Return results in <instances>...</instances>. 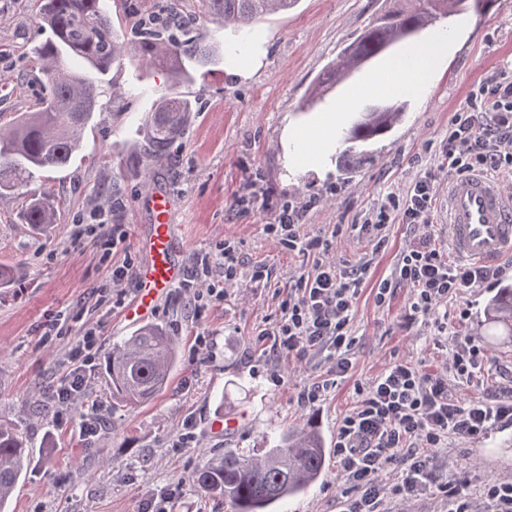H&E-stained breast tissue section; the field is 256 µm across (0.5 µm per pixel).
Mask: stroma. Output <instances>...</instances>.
<instances>
[{
    "instance_id": "obj_1",
    "label": "stroma",
    "mask_w": 512,
    "mask_h": 512,
    "mask_svg": "<svg viewBox=\"0 0 512 512\" xmlns=\"http://www.w3.org/2000/svg\"><path fill=\"white\" fill-rule=\"evenodd\" d=\"M384 2L299 0L288 13L258 22L244 50L197 73L189 88L196 108L185 133L147 177L139 172L141 122L170 83L139 56L124 57L112 71L124 97L96 113L66 168L42 172L32 184L57 202L51 232L37 235L19 222L23 197L0 199V264L17 275L15 287L0 288V421L15 425L31 457L7 512H230L191 481L203 455L260 448L307 423L333 448L338 425L359 399L356 384L401 360L428 373L451 364L456 343L471 335L491 287L503 285L504 277L468 289L449 301L447 311L415 316L409 287L376 301L413 227L389 226L377 252L350 227L387 195L404 196L427 172L437 198L430 231L449 249L448 126L486 72L512 74V0H495L487 12L469 11L426 30L422 45L444 38L448 46L423 87L408 91L405 119L373 145L370 158L341 171L336 149L342 129L364 106L391 97L381 83L405 45L313 109L305 112L301 105L318 74ZM104 7L115 28L128 33L142 19L164 14L166 0H104ZM35 11V0H0V125L38 108L42 89L30 49L47 34L35 30ZM157 189L172 200L184 269H191L196 254L229 239L244 269L263 266L264 276L199 302L192 292L171 288L148 318L178 340L171 384L147 404L124 406L113 401L99 363L113 342L138 327L127 312L145 261L138 240L153 220L145 201ZM284 202L308 205L301 234L331 237L329 257L340 267L372 259L353 308L352 370L308 406L298 396L325 379L326 364L312 354L274 352L261 336L278 319L292 278L311 270L315 260L283 250L266 233ZM102 218L117 228L109 246L89 231ZM118 268L130 278L114 287ZM89 333L95 345L85 391L65 403L52 399L49 389L77 366L76 347ZM486 354L488 374L473 382L453 379L461 403L488 397L512 375L511 343ZM39 387L44 393L38 397ZM221 415L232 417L234 426H216ZM88 418L95 419V432L81 430ZM432 454L440 472L464 479L471 493L489 481H512L510 426L480 440L449 437ZM343 490L332 463L316 485L280 509L339 512Z\"/></svg>"
}]
</instances>
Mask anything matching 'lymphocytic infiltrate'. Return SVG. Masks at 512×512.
<instances>
[{"label":"lymphocytic infiltrate","instance_id":"f902f5d3","mask_svg":"<svg viewBox=\"0 0 512 512\" xmlns=\"http://www.w3.org/2000/svg\"><path fill=\"white\" fill-rule=\"evenodd\" d=\"M445 159L449 172L512 174V78L501 72L488 74L470 92L466 108L456 112L448 128ZM430 179L416 181L406 195H387L364 224L359 235L383 244L390 224L418 228L402 250L391 278L380 282L379 296L393 283L413 290L410 308L434 313L463 289L493 277L490 267L466 261L452 262L433 242L428 228L435 206ZM305 208L284 204L267 231L283 250L309 254L329 252L331 240L301 235ZM220 270L225 284L243 277L235 242L225 241L216 254L200 258L183 282L196 298L209 290L208 275ZM367 263L350 269L335 262L320 263L313 272L294 279L280 317L270 330L274 349L299 356H321L331 374L341 376L351 367L357 339L352 334V308L364 281ZM360 401L343 418L336 433V458L340 475L351 495L342 512H382L388 496L409 502L427 490H437L448 503V512H512V482L491 481L482 488L481 504H473L464 482L443 478L427 455L443 447L449 436L479 440L492 430L512 425V386L501 396L460 403L442 373H425L399 361L358 387ZM398 462L404 470L400 483L388 485L383 472Z\"/></svg>","mask_w":512,"mask_h":512}]
</instances>
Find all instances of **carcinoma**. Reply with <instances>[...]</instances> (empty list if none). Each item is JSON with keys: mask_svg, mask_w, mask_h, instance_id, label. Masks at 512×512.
<instances>
[{"mask_svg": "<svg viewBox=\"0 0 512 512\" xmlns=\"http://www.w3.org/2000/svg\"><path fill=\"white\" fill-rule=\"evenodd\" d=\"M206 12L216 21L247 33L252 24L284 14L299 0H204ZM464 0H394L377 11L368 26L345 46L336 61L317 76L303 102L310 108L357 70L366 57L383 54L386 45L409 43L407 33L420 32L442 18L464 10ZM175 24L144 23L131 38L118 33L102 9V0H37L35 24L51 37L32 47L38 65L43 97L35 112H26L0 126V198L27 187L37 175L68 166L80 147L82 131L102 108L103 76L129 52L148 65L165 70L177 90L156 99L144 119L146 145L143 173L165 160L181 138L193 101L180 91L195 81V73L219 61L218 47L206 42L194 19L183 14L179 0L169 6ZM407 110L402 95L369 104L344 129V148L336 156L347 169L370 156L367 146L391 134ZM23 224L42 234L56 224L55 201L46 194H31L20 213ZM502 328L512 337V285L497 288L487 299L476 331L485 335ZM177 339L166 329L147 324L115 341L107 352L104 373L112 400L140 405L166 389L178 362ZM31 459L25 440L8 422H0V510L9 500ZM326 469L322 437L307 425L282 434L264 451L237 448L220 458L205 457L192 474L193 484L206 494L222 497L231 512H269L280 501L304 493Z\"/></svg>", "mask_w": 512, "mask_h": 512, "instance_id": "cac0c4a2", "label": "carcinoma"}]
</instances>
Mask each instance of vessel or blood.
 <instances>
[{
    "instance_id": "b4317fda",
    "label": "vessel or blood",
    "mask_w": 512,
    "mask_h": 512,
    "mask_svg": "<svg viewBox=\"0 0 512 512\" xmlns=\"http://www.w3.org/2000/svg\"><path fill=\"white\" fill-rule=\"evenodd\" d=\"M153 222L142 242L148 260L138 277L136 300L128 316H146L183 276L182 247L171 224L166 192L153 193ZM448 235L455 253L486 264L512 256V194L488 177L471 173L448 181Z\"/></svg>"
}]
</instances>
